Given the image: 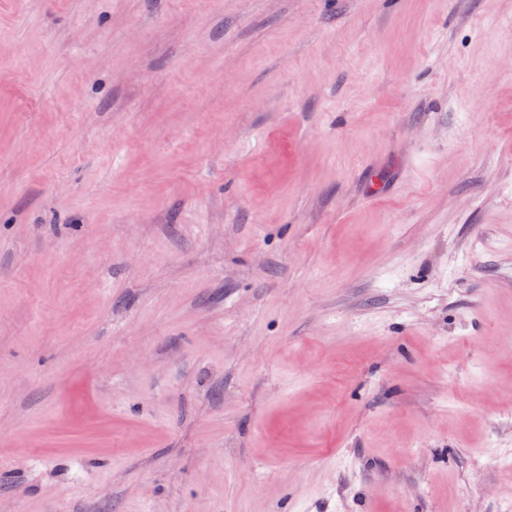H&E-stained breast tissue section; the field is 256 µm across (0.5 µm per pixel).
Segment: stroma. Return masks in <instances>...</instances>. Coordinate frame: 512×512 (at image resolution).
<instances>
[{
  "label": "stroma",
  "mask_w": 512,
  "mask_h": 512,
  "mask_svg": "<svg viewBox=\"0 0 512 512\" xmlns=\"http://www.w3.org/2000/svg\"><path fill=\"white\" fill-rule=\"evenodd\" d=\"M512 0H0V512H506Z\"/></svg>",
  "instance_id": "1"
}]
</instances>
